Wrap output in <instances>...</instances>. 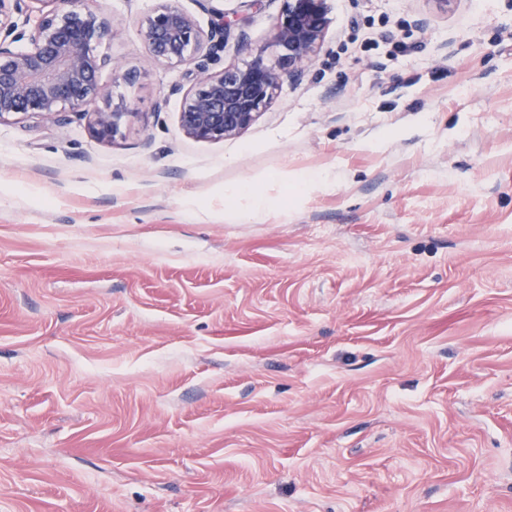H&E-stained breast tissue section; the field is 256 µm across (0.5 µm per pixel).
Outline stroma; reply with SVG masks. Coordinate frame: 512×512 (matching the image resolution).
I'll use <instances>...</instances> for the list:
<instances>
[{
    "mask_svg": "<svg viewBox=\"0 0 512 512\" xmlns=\"http://www.w3.org/2000/svg\"><path fill=\"white\" fill-rule=\"evenodd\" d=\"M85 4L132 117L0 122V512H512V0H327L218 141L159 0ZM178 5L231 23L213 71L275 60L284 0ZM224 197L227 201V205L224 206L223 217L224 222L227 224H234L242 216V212L234 205L237 198L246 197L250 200L252 205V215L255 217H259L265 208L261 192L257 186L251 182H248L237 189L225 192Z\"/></svg>",
    "mask_w": 512,
    "mask_h": 512,
    "instance_id": "obj_1",
    "label": "stroma"
}]
</instances>
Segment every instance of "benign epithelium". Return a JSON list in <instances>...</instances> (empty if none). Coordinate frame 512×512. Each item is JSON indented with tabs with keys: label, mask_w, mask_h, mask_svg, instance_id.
I'll return each instance as SVG.
<instances>
[{
	"label": "benign epithelium",
	"mask_w": 512,
	"mask_h": 512,
	"mask_svg": "<svg viewBox=\"0 0 512 512\" xmlns=\"http://www.w3.org/2000/svg\"><path fill=\"white\" fill-rule=\"evenodd\" d=\"M30 2L38 4L39 19L28 30L16 17ZM326 2L285 0L275 25V63L256 50L249 62L213 73L210 62L228 45L230 24L221 16L206 34L177 0H162L140 28L153 59L194 64L193 86L179 116L182 132L216 141L250 127L276 91L312 63L328 28ZM114 29L113 20L79 0H0V122L16 115L53 119L73 112L86 119L94 138L115 141L133 113L93 107L103 63L96 47L112 39Z\"/></svg>",
	"instance_id": "7a95c632"
}]
</instances>
